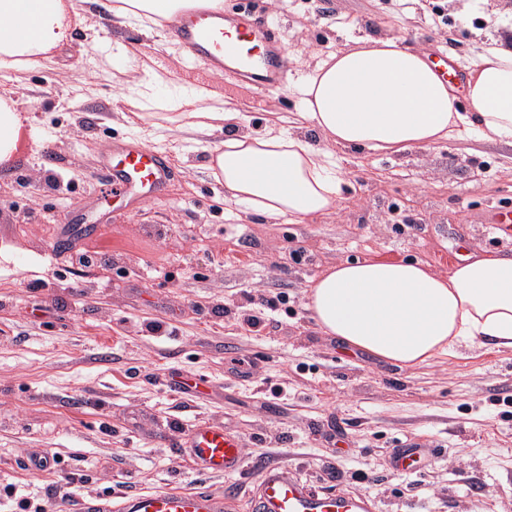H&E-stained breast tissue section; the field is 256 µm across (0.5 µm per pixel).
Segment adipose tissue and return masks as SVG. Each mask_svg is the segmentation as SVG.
<instances>
[{
    "label": "adipose tissue",
    "mask_w": 512,
    "mask_h": 512,
    "mask_svg": "<svg viewBox=\"0 0 512 512\" xmlns=\"http://www.w3.org/2000/svg\"><path fill=\"white\" fill-rule=\"evenodd\" d=\"M197 6L220 10L224 0H100L98 16L149 33ZM87 21L75 0H0V69L20 73L51 61ZM119 57L122 98H165L181 111L182 134L215 121L232 128L208 168L224 182L225 204L272 224L335 211L344 184L339 147L399 152L464 132L512 145V42L501 37L483 41L460 89L397 37H358L330 53L294 86L298 117L323 133V148L279 123L239 131L241 112L223 108L215 90L146 73L128 48ZM308 307L326 335L402 368L464 343L512 349V257L465 256L445 276L418 261H345L311 282Z\"/></svg>",
    "instance_id": "ef3b65f1"
}]
</instances>
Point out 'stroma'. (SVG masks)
Segmentation results:
<instances>
[{
  "label": "stroma",
  "instance_id": "1",
  "mask_svg": "<svg viewBox=\"0 0 512 512\" xmlns=\"http://www.w3.org/2000/svg\"><path fill=\"white\" fill-rule=\"evenodd\" d=\"M253 2L279 23L291 67L260 103L117 18L74 28L51 63L0 76L27 132L0 164V512L46 498L62 474L76 500L105 495L117 507L145 491L198 489L251 512L262 467L281 458L314 488L367 497L371 512H512V349L462 347L402 369L347 351L307 308L309 281L342 261L416 259L444 275L464 256L511 257L512 242L482 217L512 209V146L471 135L359 153L343 164L335 213L270 224L225 204L207 168L228 135L220 127L153 143L171 163L167 186L121 207L104 194L107 147L173 112L129 104L119 69L90 64L140 47L160 75L209 81L258 131L295 111L292 85L350 38L395 36L463 68L492 31L486 15H512V0ZM77 224L85 233L71 234ZM239 359L252 362L250 377L237 374ZM204 419L239 437L245 473L206 476L182 455ZM409 442L427 454L401 473L393 450ZM43 451L57 472L26 467Z\"/></svg>",
  "mask_w": 512,
  "mask_h": 512
}]
</instances>
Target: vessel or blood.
Returning a JSON list of instances; mask_svg holds the SVG:
<instances>
[{
	"label": "vessel or blood",
	"instance_id": "obj_1",
	"mask_svg": "<svg viewBox=\"0 0 512 512\" xmlns=\"http://www.w3.org/2000/svg\"><path fill=\"white\" fill-rule=\"evenodd\" d=\"M187 50L185 64L192 69L244 79L254 92L282 87L288 59L269 18L252 17L247 0H238L231 12L195 9L187 23L172 32ZM105 185L113 200L124 201L141 192H162L170 176L168 162L159 153L127 141L106 150ZM487 229L512 235V211L493 207L484 216ZM183 453L197 471L233 474L245 462L242 444L224 425L199 421L182 444ZM254 512H370L365 497L308 488L293 476L287 464L266 468L254 499ZM120 512H224V498L208 492L156 490L133 497Z\"/></svg>",
	"mask_w": 512,
	"mask_h": 512
}]
</instances>
